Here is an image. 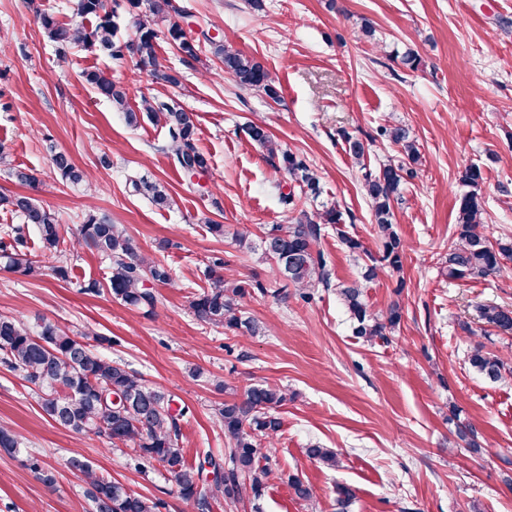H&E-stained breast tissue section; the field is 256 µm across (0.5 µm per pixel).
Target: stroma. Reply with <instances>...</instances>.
I'll list each match as a JSON object with an SVG mask.
<instances>
[{"instance_id": "1", "label": "stroma", "mask_w": 512, "mask_h": 512, "mask_svg": "<svg viewBox=\"0 0 512 512\" xmlns=\"http://www.w3.org/2000/svg\"><path fill=\"white\" fill-rule=\"evenodd\" d=\"M181 3L176 21L197 56L159 39L162 71L180 78L171 86L140 71L134 58L117 62L95 48L72 49L58 63L36 14L71 22L67 0H0V149L38 178L37 196L64 238L88 212L107 215L175 280L155 285L163 302L145 313L111 296L108 260L85 248L45 255L32 231L28 247L43 272L26 277L0 263V314L96 332L98 351L190 407L179 444L193 464L227 446L216 420L224 400L259 383L286 388L289 399L277 410L282 427L261 449L273 478L260 497L222 499L211 512H336L340 485L355 493L348 512H512V378L492 382L467 363L478 345L512 354V335L478 315L486 304L512 308V262L496 277L471 281L448 279L441 264L469 165L483 170L488 235L512 237V0H262L258 10L249 0ZM365 23L373 37L362 35ZM225 39L264 64L278 99L224 74L211 48ZM410 54L416 65L407 64ZM95 68L128 89L130 107L141 93L160 91L192 111L207 172L185 180L164 152V128L144 117L129 125L85 83L83 72ZM253 123L317 173L318 197L297 193L295 209L285 208L281 196L296 184L249 139ZM394 124L416 139L422 163L393 205L401 270L384 268L362 282L370 309L399 304L401 321L387 339L368 342L353 336L334 285L362 281L341 235L358 239L373 258L383 255L362 172L398 157L397 146L377 138ZM349 134L369 141L363 162L349 155ZM54 149L87 171L91 185L57 177ZM103 154L110 168L99 165ZM135 179L165 185L174 208L134 192ZM330 207L342 223L325 225L319 248L333 285L305 298L261 250L240 249L231 237L246 230L258 238L300 212ZM212 224L225 235H211ZM217 257L250 284L239 311L266 323L265 334L239 336L193 315L190 302ZM59 265L68 278L56 276ZM92 280L100 293L84 292ZM195 368L201 378L191 377ZM222 380L229 391L218 389ZM468 424L479 450L457 435ZM0 426L22 439L18 451L0 448V512H91L83 483L65 466L74 451L160 500V512H187L163 469L136 470L133 445L115 448L61 428L42 411L35 388L1 364ZM313 444L337 452L336 468L307 456ZM31 454L53 472L54 486L27 467ZM292 477L310 486L313 503L295 498Z\"/></svg>"}]
</instances>
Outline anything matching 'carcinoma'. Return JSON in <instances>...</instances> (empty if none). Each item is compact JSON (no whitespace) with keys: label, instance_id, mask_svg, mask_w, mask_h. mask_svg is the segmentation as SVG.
<instances>
[{"label":"carcinoma","instance_id":"obj_1","mask_svg":"<svg viewBox=\"0 0 512 512\" xmlns=\"http://www.w3.org/2000/svg\"><path fill=\"white\" fill-rule=\"evenodd\" d=\"M148 13L138 19L135 36L125 42L117 38L116 9L108 0H70L69 8L77 18L93 17L96 25L87 29L81 24H62L52 15L39 12L37 20L56 47L61 61L74 47L105 50L111 56H122L128 50L136 56L141 71L157 72L158 32L154 28L159 19L181 13L177 0H147ZM166 38L188 57L197 58L195 44L187 38L182 27L172 22ZM214 53L237 84L276 99L269 72L253 57L243 54L229 40L214 44ZM85 83L97 94L123 110L127 122L138 123L143 113L155 125L167 129L168 145L163 148L183 176L191 180L208 168V159L197 144V126L186 111L172 100L140 94L139 109L127 108V92L112 80V73L104 69L83 72ZM253 142L266 150L270 157H279L283 169L294 177L300 192L314 196L320 192V182L310 167L293 152L285 149L267 129L259 124L248 127ZM379 136L400 146L401 158L389 159L379 171L365 172L363 187L372 204L378 233L384 240V260L398 269L401 266L404 245L393 229V202L400 197L404 176L414 174L419 165L420 152L409 130L400 125L383 126ZM53 171L64 181L79 185L90 184L88 173L79 169L70 156L51 151ZM12 176L27 187L25 194H0V207L20 218L21 223L8 226L0 237V260L23 276L39 273V261L26 252V229L33 228L43 252H62L65 238L56 216L41 205L36 197L38 178L19 167L12 168ZM469 191L458 201L456 239L448 246L444 264L452 280L487 278L501 271L506 260H512V240L490 242L486 232L485 201L480 193L483 181L481 168L470 166L461 175ZM134 191H147L151 201L160 208H169L173 198L160 184L147 186L139 180L131 181ZM342 214L336 208L321 213L301 216L291 224H274L257 245L265 257L275 254L277 271L301 290L321 284L330 287V273L324 254L318 248L322 225L339 224ZM239 247L252 250L253 240L246 232L237 234ZM72 244L85 247L105 256L110 261V294L123 303L153 312L160 302L153 290L144 287L149 278L157 284L171 283L169 268L145 255L133 238L120 225L105 215L90 213L79 225ZM208 287L195 294L191 309L195 318L208 325L223 327L241 336H256L263 326L250 318L238 315V306L248 294L247 285L224 273V263L216 262L205 274ZM336 294L345 306L353 335L366 341L386 338V332L401 320L400 308L393 306L384 315L373 314L364 300L360 283L339 282ZM481 320L504 332H512V309L485 305ZM93 335L89 329L78 335L50 321L29 326L23 320L0 314V353L4 363L39 391L44 413L55 423L75 435H94L116 446L132 443L139 452L141 470L157 464L175 482L181 499L195 512H210L211 501L222 497L234 500L246 492L261 495L272 476V470L260 464L261 441H271L281 427L276 410L288 400V392L273 384H257L248 388L243 397L224 401L216 417L224 430L230 448V467L224 468L222 459L211 455L197 465L185 459L179 446L180 421L187 408L180 406L169 412L174 399L166 392L147 384L136 372L102 354L86 338ZM468 362L471 368L491 381L512 377V369L498 354L475 347ZM80 395L75 400L69 396ZM307 456L329 468L336 467L337 454L330 448L312 445ZM66 463L78 469V476L87 487L94 512H157L159 502L129 490L122 483L104 476L83 455L71 453Z\"/></svg>","mask_w":512,"mask_h":512}]
</instances>
